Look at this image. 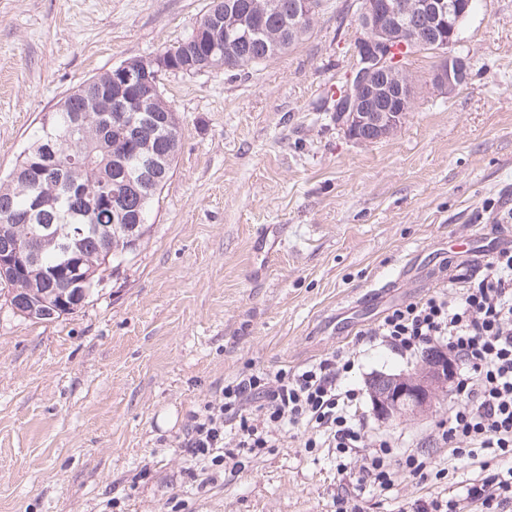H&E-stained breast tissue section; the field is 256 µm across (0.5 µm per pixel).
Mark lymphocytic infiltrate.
<instances>
[{"mask_svg":"<svg viewBox=\"0 0 512 512\" xmlns=\"http://www.w3.org/2000/svg\"><path fill=\"white\" fill-rule=\"evenodd\" d=\"M369 334L405 357L432 345L458 361L449 416L432 436L447 448V466L418 452L397 456L387 438L368 441L355 411L360 392L345 383L356 356L340 350L270 378L236 377L192 413L182 456L217 474L237 453L273 447L277 429L300 427L305 448L335 449L337 473L358 487L384 495L403 472L454 487L415 501L411 512H512V247L489 254L459 288L392 308ZM468 465L477 476L457 485Z\"/></svg>","mask_w":512,"mask_h":512,"instance_id":"obj_1","label":"lymphocytic infiltrate"}]
</instances>
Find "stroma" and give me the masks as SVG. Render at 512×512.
<instances>
[{
    "label": "stroma",
    "mask_w": 512,
    "mask_h": 512,
    "mask_svg": "<svg viewBox=\"0 0 512 512\" xmlns=\"http://www.w3.org/2000/svg\"><path fill=\"white\" fill-rule=\"evenodd\" d=\"M212 0H0V178L73 87L192 33ZM358 0H322L274 60L168 71L179 119L151 227L75 313L35 322L0 291V512H397L443 485L401 476L381 496L340 480L302 433L194 481L176 446L193 411L242 371L271 375L350 347L348 382L408 373L367 331L387 309L472 276L512 245V0H475L461 26L467 82L443 95L439 57L402 64L413 101L390 138L358 143L329 112L363 30ZM280 230L270 258L254 251ZM385 291L370 295L372 285ZM451 394L418 419L358 415L369 440L420 449Z\"/></svg>",
    "instance_id": "stroma-1"
}]
</instances>
